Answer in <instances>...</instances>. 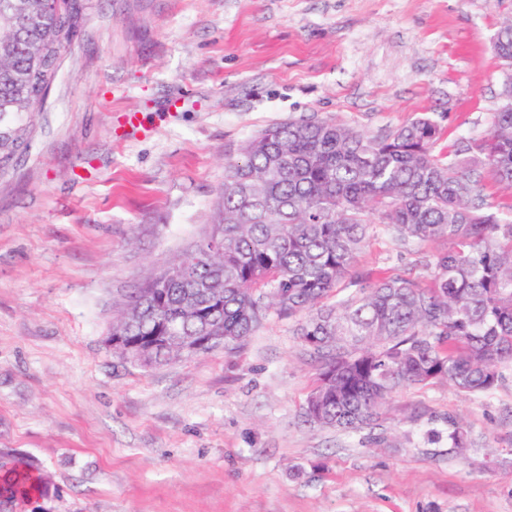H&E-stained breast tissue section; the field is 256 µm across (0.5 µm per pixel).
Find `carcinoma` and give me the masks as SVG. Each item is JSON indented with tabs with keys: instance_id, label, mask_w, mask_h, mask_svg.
Listing matches in <instances>:
<instances>
[{
	"instance_id": "1",
	"label": "carcinoma",
	"mask_w": 512,
	"mask_h": 512,
	"mask_svg": "<svg viewBox=\"0 0 512 512\" xmlns=\"http://www.w3.org/2000/svg\"><path fill=\"white\" fill-rule=\"evenodd\" d=\"M86 0H0V166L24 143L54 80L63 43ZM493 50L512 72V14ZM483 138L460 137L444 161L435 122L418 117L386 134L330 120L274 124L224 162L211 231L185 259L131 293L112 335L210 337L232 351L275 311L301 314L296 334L320 359L305 422L346 432L373 428L407 386L446 381L477 397L512 368V221L478 197L471 172L489 168L512 191V76ZM404 242L446 243L431 284L353 275L376 223ZM342 289L348 294L325 299ZM448 447L469 448L448 416ZM47 489L34 460L0 450V504Z\"/></svg>"
}]
</instances>
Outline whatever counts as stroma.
Wrapping results in <instances>:
<instances>
[{
  "mask_svg": "<svg viewBox=\"0 0 512 512\" xmlns=\"http://www.w3.org/2000/svg\"><path fill=\"white\" fill-rule=\"evenodd\" d=\"M512 0H88L0 170V448L45 495L14 512H512V372L468 397L394 393L375 429L304 423L319 362L297 317L234 352L149 368L106 343L126 296L210 230L224 159L270 125L373 134L418 117L433 153L484 137ZM440 246L376 226L356 271L426 285ZM462 417L473 445L428 440Z\"/></svg>",
  "mask_w": 512,
  "mask_h": 512,
  "instance_id": "stroma-1",
  "label": "stroma"
}]
</instances>
